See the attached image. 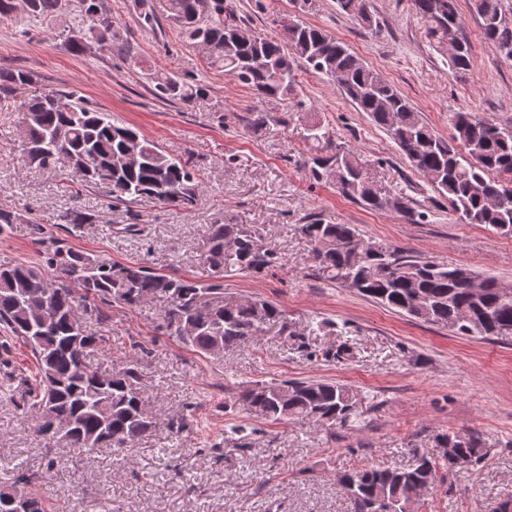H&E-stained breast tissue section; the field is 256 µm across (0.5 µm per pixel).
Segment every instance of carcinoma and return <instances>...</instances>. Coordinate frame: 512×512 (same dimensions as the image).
<instances>
[{"mask_svg":"<svg viewBox=\"0 0 512 512\" xmlns=\"http://www.w3.org/2000/svg\"><path fill=\"white\" fill-rule=\"evenodd\" d=\"M339 9L360 19L373 31L379 21L369 0H336ZM428 22L429 43L445 48L448 28L459 30L457 0H412ZM92 19L89 38H117L112 21L100 15L99 0H79ZM69 0H26L24 19L42 22L56 17ZM483 34L512 60V18L502 0H472ZM166 19L184 42L205 52L206 64L220 69L262 99L285 101L294 95L295 60L312 70L342 77L345 96L359 111L387 132L398 150L419 173L432 175L448 207L466 224H483L512 236V127L453 116L450 139L439 136L413 104L380 74L361 64L341 41L324 30L295 22L280 34L259 33L237 14L233 0H163ZM455 70L470 64L469 46L448 57ZM36 83L24 70L0 69V93L12 94ZM157 92L168 100L194 104L206 89L169 72L155 77ZM25 149L31 164L53 169L66 164L77 183L107 189L122 203L153 198L171 207L189 209L201 184L189 162L167 156L154 142L106 112L90 107L72 91L46 89L20 103ZM307 140L314 178H331L338 192L373 211H397L415 222L425 213L410 209L405 198L381 192L369 181L356 152L336 144L314 108ZM67 224H95L97 214L81 207L65 212ZM310 243L319 273L332 283L354 288L373 302L416 320L441 325L464 336L512 338V286L493 276L476 289V274L467 268L438 265L398 254L366 242L352 224L314 220L299 225ZM45 264L59 273L49 279L35 265L0 259V325L22 341L36 361L33 379L3 373L6 391L17 384L22 409L36 414V431L61 435L85 454L125 449L151 432L154 421L142 398L141 361L126 358L104 377L87 359L105 349L106 340L88 329L100 323L103 307L113 303L135 308L148 299L164 303L163 328L184 346L212 354L241 347L288 321L273 303L251 299L226 305L212 301L218 285H203L180 276L156 273L138 263L103 265L90 256L65 248L55 238L43 241ZM204 261L218 279L233 272L263 274L276 267L277 252L265 227L258 224H209ZM48 319L41 321L39 308ZM254 417L267 422H328L345 426L357 406L353 390L322 380H281L249 385L239 395ZM445 458L438 463L422 455L405 468L367 465L336 476L351 512H378L389 507L410 512L434 488L440 465L455 469L464 456L476 464L483 456L479 438L445 435Z\"/></svg>","mask_w":512,"mask_h":512,"instance_id":"carcinoma-1","label":"carcinoma"}]
</instances>
